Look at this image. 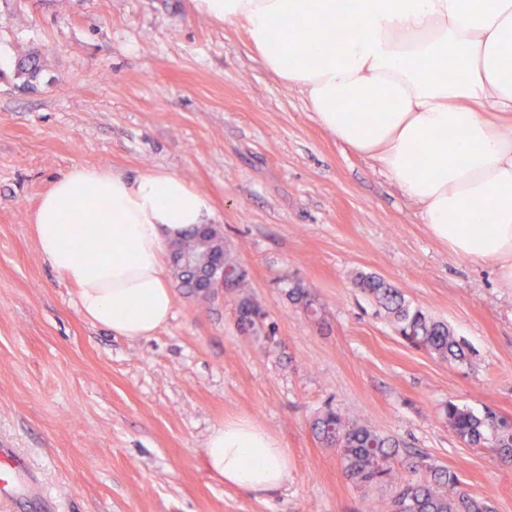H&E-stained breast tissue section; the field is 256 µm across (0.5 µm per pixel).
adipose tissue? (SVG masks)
I'll list each match as a JSON object with an SVG mask.
<instances>
[{"mask_svg":"<svg viewBox=\"0 0 512 512\" xmlns=\"http://www.w3.org/2000/svg\"><path fill=\"white\" fill-rule=\"evenodd\" d=\"M195 9L243 25L262 65L381 166L435 240L460 258L494 260L512 288V0H195ZM209 215L206 196L174 174L76 166L40 198L33 230L83 316L136 340L171 317L167 243ZM90 238L112 245L93 264L78 256ZM204 463L250 495L274 496L288 479L287 451L245 421L211 432Z\"/></svg>","mask_w":512,"mask_h":512,"instance_id":"obj_1","label":"adipose tissue"}]
</instances>
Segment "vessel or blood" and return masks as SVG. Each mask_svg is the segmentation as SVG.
Instances as JSON below:
<instances>
[{
	"label": "vessel or blood",
	"instance_id": "obj_1",
	"mask_svg": "<svg viewBox=\"0 0 512 512\" xmlns=\"http://www.w3.org/2000/svg\"><path fill=\"white\" fill-rule=\"evenodd\" d=\"M39 482L29 458L15 449L0 448V499H20L31 503L37 512H52V503Z\"/></svg>",
	"mask_w": 512,
	"mask_h": 512
}]
</instances>
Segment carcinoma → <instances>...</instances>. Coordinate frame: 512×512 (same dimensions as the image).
Wrapping results in <instances>:
<instances>
[{
	"mask_svg": "<svg viewBox=\"0 0 512 512\" xmlns=\"http://www.w3.org/2000/svg\"><path fill=\"white\" fill-rule=\"evenodd\" d=\"M18 73L27 81L39 78L43 65L36 55L21 58ZM185 253L213 258L211 275L220 279L225 268L238 263L224 242V233L214 225L207 236L191 231L175 241ZM175 275L196 298L213 297L214 289H200L193 284V274L177 267ZM356 287L371 297L408 343L422 347L444 361L466 358L463 344L448 324L437 320L408 302L402 292L372 274H359ZM236 292L240 296L237 310L253 317L250 330L264 331L266 313L247 290L245 275H240ZM291 300L300 304L310 318L319 316L315 295L307 288L289 291ZM443 416L448 430L470 446L491 445L498 461L512 465V420L497 415L492 409L476 415L453 402L445 405ZM313 431L327 445L336 448L343 462L344 473L360 486L391 487L390 498L380 501L375 512H494L492 505L472 496L450 471L410 451H400L401 443L386 437L370 426L350 418L329 406L313 421Z\"/></svg>",
	"mask_w": 512,
	"mask_h": 512,
	"instance_id": "1",
	"label": "carcinoma"
}]
</instances>
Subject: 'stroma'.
<instances>
[{
	"label": "stroma",
	"instance_id": "35a3bbf8",
	"mask_svg": "<svg viewBox=\"0 0 512 512\" xmlns=\"http://www.w3.org/2000/svg\"><path fill=\"white\" fill-rule=\"evenodd\" d=\"M32 52L44 69L29 84L16 63ZM78 165L166 171L205 194L274 342L240 331L236 294L199 301L174 278L155 336L85 319L32 226ZM359 272L447 322L468 359L403 341ZM297 285L320 319L291 301ZM450 402L512 417V288L436 242L381 167L263 68L242 26L193 0H0V446L31 459L57 512H367L372 492L312 430L329 405L512 512V466L449 431ZM236 421L287 450L278 495L208 474L209 434Z\"/></svg>",
	"mask_w": 512,
	"mask_h": 512
}]
</instances>
